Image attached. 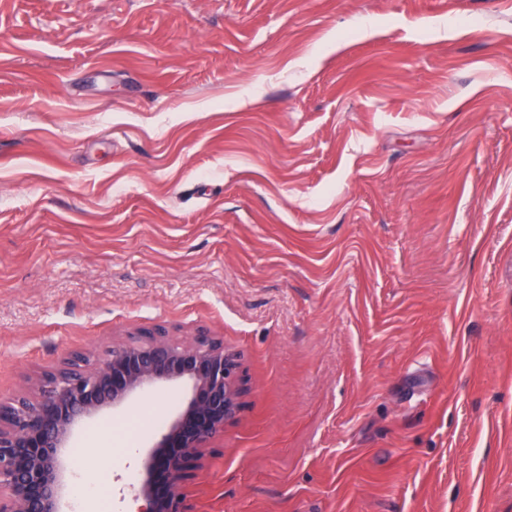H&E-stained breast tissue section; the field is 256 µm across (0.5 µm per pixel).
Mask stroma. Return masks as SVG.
<instances>
[{"label":"stroma","mask_w":512,"mask_h":512,"mask_svg":"<svg viewBox=\"0 0 512 512\" xmlns=\"http://www.w3.org/2000/svg\"><path fill=\"white\" fill-rule=\"evenodd\" d=\"M158 326L244 367L190 512H512V0H0V398Z\"/></svg>","instance_id":"obj_1"}]
</instances>
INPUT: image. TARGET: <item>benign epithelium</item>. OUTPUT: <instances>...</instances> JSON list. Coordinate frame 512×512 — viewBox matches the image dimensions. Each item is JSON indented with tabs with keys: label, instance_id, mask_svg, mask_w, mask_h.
<instances>
[{
	"label": "benign epithelium",
	"instance_id": "obj_1",
	"mask_svg": "<svg viewBox=\"0 0 512 512\" xmlns=\"http://www.w3.org/2000/svg\"><path fill=\"white\" fill-rule=\"evenodd\" d=\"M240 377L239 356L204 333L178 341L159 329L90 362L78 353L63 357L32 379L30 393L0 400V512H70L65 449L80 426L137 394L178 382L189 384L191 395L143 460L135 497L143 501L140 512H189V466L236 416Z\"/></svg>",
	"mask_w": 512,
	"mask_h": 512
}]
</instances>
